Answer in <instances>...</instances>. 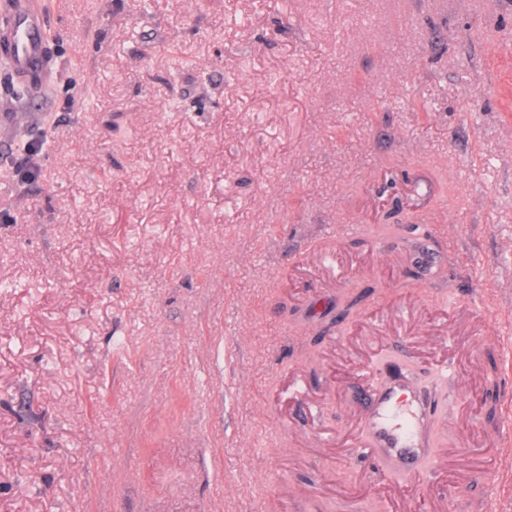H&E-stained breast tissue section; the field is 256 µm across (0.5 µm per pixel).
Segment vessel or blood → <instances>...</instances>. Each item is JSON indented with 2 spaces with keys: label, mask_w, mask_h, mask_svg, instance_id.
Here are the masks:
<instances>
[{
  "label": "vessel or blood",
  "mask_w": 512,
  "mask_h": 512,
  "mask_svg": "<svg viewBox=\"0 0 512 512\" xmlns=\"http://www.w3.org/2000/svg\"><path fill=\"white\" fill-rule=\"evenodd\" d=\"M0 59L17 85L43 83L52 62L43 0H0ZM368 396L362 457L387 467L392 485L425 486L436 464L429 425L437 401L412 385L398 361L369 387Z\"/></svg>",
  "instance_id": "obj_1"
}]
</instances>
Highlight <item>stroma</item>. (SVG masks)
<instances>
[{"instance_id": "obj_1", "label": "stroma", "mask_w": 512, "mask_h": 512, "mask_svg": "<svg viewBox=\"0 0 512 512\" xmlns=\"http://www.w3.org/2000/svg\"><path fill=\"white\" fill-rule=\"evenodd\" d=\"M48 4L42 88L0 61V512H484L512 0ZM399 342L457 403L397 500L348 395Z\"/></svg>"}]
</instances>
